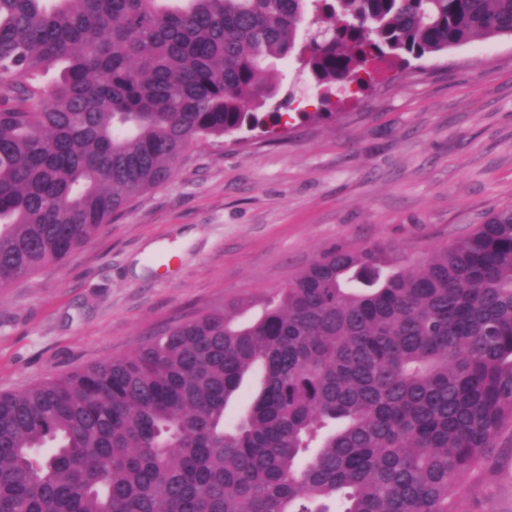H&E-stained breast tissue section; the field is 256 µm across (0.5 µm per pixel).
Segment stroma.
Segmentation results:
<instances>
[{"mask_svg":"<svg viewBox=\"0 0 512 512\" xmlns=\"http://www.w3.org/2000/svg\"><path fill=\"white\" fill-rule=\"evenodd\" d=\"M277 67L265 130L192 146L63 263L0 288V391L274 291L331 247L417 256L512 206V38L374 63L326 105L296 59ZM463 496L469 512H512V434Z\"/></svg>","mask_w":512,"mask_h":512,"instance_id":"obj_1","label":"stroma"}]
</instances>
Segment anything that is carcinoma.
Wrapping results in <instances>:
<instances>
[{
    "label": "carcinoma",
    "mask_w": 512,
    "mask_h": 512,
    "mask_svg": "<svg viewBox=\"0 0 512 512\" xmlns=\"http://www.w3.org/2000/svg\"><path fill=\"white\" fill-rule=\"evenodd\" d=\"M312 27L327 103L386 53L512 37V0H0V288L194 144L263 127L268 61ZM510 429L512 206L417 261L332 247L275 292L1 391L0 512H466Z\"/></svg>",
    "instance_id": "carcinoma-1"
}]
</instances>
